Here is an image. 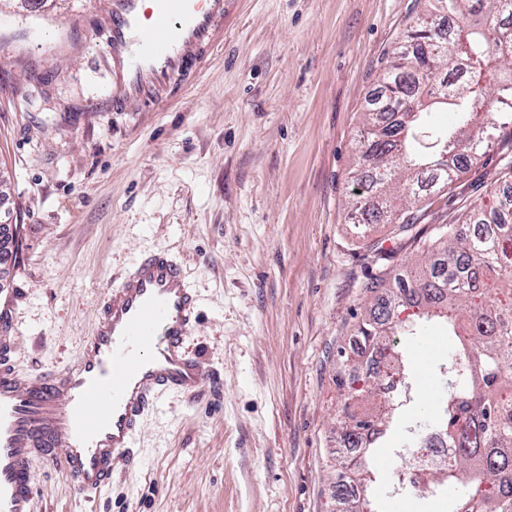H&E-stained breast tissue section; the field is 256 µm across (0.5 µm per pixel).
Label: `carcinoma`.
I'll list each match as a JSON object with an SVG mask.
<instances>
[{
  "label": "carcinoma",
  "instance_id": "cac0c4a2",
  "mask_svg": "<svg viewBox=\"0 0 512 512\" xmlns=\"http://www.w3.org/2000/svg\"><path fill=\"white\" fill-rule=\"evenodd\" d=\"M457 26L442 33L439 21ZM381 102L364 114L351 179L353 224L399 223V235L420 250L423 265L397 290L391 254L377 251L380 272L364 284L373 304L359 322L362 342L379 350L391 373L336 379L341 392V437L372 452L383 429L403 422L416 389L414 362L396 336L409 340L437 323L447 332L448 353L434 364L442 391L436 409L404 426L396 448H425L432 436L448 441L451 461L424 477L390 483L391 495L423 488L463 492L448 512H512V198L497 189L464 206L461 217L414 231L401 211L430 202L435 192L480 161L485 146L512 142V0H425L417 27L394 53L381 77ZM446 110V129L430 124ZM414 310L410 324L396 320ZM360 491L346 512H371L368 490L377 478L366 459L352 469Z\"/></svg>",
  "mask_w": 512,
  "mask_h": 512
}]
</instances>
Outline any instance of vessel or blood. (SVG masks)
Returning <instances> with one entry per match:
<instances>
[{
	"instance_id": "obj_1",
	"label": "vessel or blood",
	"mask_w": 512,
	"mask_h": 512,
	"mask_svg": "<svg viewBox=\"0 0 512 512\" xmlns=\"http://www.w3.org/2000/svg\"><path fill=\"white\" fill-rule=\"evenodd\" d=\"M227 0H112L107 20L116 108L156 102L216 41ZM198 299L177 262L138 259L107 289L79 357L48 373L18 375L15 337L0 336V512H34L35 459L52 461L85 501L138 466L144 414L161 396H190L207 370L185 340Z\"/></svg>"
}]
</instances>
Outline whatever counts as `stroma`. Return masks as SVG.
<instances>
[{"instance_id":"35a3bbf8","label":"stroma","mask_w":512,"mask_h":512,"mask_svg":"<svg viewBox=\"0 0 512 512\" xmlns=\"http://www.w3.org/2000/svg\"><path fill=\"white\" fill-rule=\"evenodd\" d=\"M112 0H0V288L22 375L75 360L107 286L163 252L199 295L210 374L143 419L138 469L94 502L44 460L36 512H343L337 377L392 227L347 216L362 114L423 0H228L202 66L150 112L112 106ZM493 145L414 210L453 221L494 184Z\"/></svg>"}]
</instances>
